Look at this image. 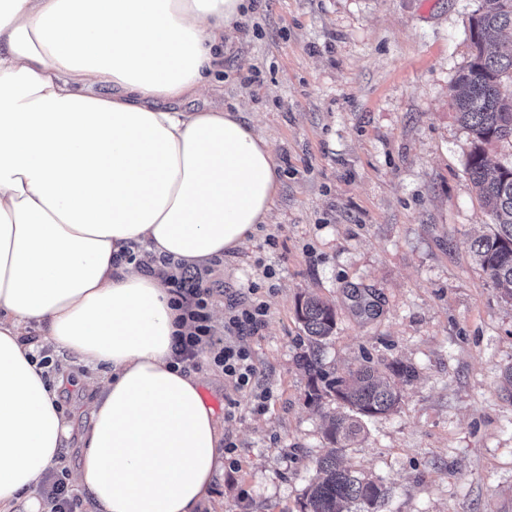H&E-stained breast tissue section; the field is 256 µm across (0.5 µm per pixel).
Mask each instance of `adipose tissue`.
Wrapping results in <instances>:
<instances>
[{"mask_svg":"<svg viewBox=\"0 0 512 512\" xmlns=\"http://www.w3.org/2000/svg\"><path fill=\"white\" fill-rule=\"evenodd\" d=\"M250 0H0V512L59 462L69 426L30 323L107 367L79 476L105 512H198L222 437L175 368L181 310L129 248L203 266L267 223L270 142L241 111L180 109L216 80ZM111 87L108 96L94 94Z\"/></svg>","mask_w":512,"mask_h":512,"instance_id":"1","label":"adipose tissue"}]
</instances>
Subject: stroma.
<instances>
[{
  "instance_id": "stroma-1",
  "label": "stroma",
  "mask_w": 512,
  "mask_h": 512,
  "mask_svg": "<svg viewBox=\"0 0 512 512\" xmlns=\"http://www.w3.org/2000/svg\"><path fill=\"white\" fill-rule=\"evenodd\" d=\"M477 5L253 0L224 39L213 91L184 102L188 111L245 105L280 177L272 223L204 276L218 327L226 291L258 286L267 313L243 344L271 398L257 411L253 392L225 385L222 368L202 355L201 394L236 450L201 512H300L326 450L324 415L337 408L307 402L308 341L295 303L308 292L336 307L326 370L343 373L365 351L416 370L398 409L368 420L365 439L343 452L345 465L388 488L383 512H512V387L503 383L512 304L471 249L493 225L467 173L472 140L449 97L472 58ZM46 331L35 323L27 333L50 355V376L69 373L58 395L70 426L61 466L82 512H104L77 476L94 373L49 346Z\"/></svg>"
}]
</instances>
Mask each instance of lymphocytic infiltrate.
Here are the masks:
<instances>
[{
	"label": "lymphocytic infiltrate",
	"instance_id": "1",
	"mask_svg": "<svg viewBox=\"0 0 512 512\" xmlns=\"http://www.w3.org/2000/svg\"><path fill=\"white\" fill-rule=\"evenodd\" d=\"M113 262L136 263L148 273L163 275L173 295L172 303L182 309L191 323L189 333L176 336L173 359L182 369L197 367L201 354H210L215 364L222 366L224 379L235 390L255 392L258 405H265L270 393L257 387V367L251 352L241 340L255 334L263 323L266 308L255 298L256 287H249L248 297L231 299L229 315L223 330H216L211 322L209 304L211 289L205 288L201 272L190 271L169 257L141 255L130 250L113 255Z\"/></svg>",
	"mask_w": 512,
	"mask_h": 512
}]
</instances>
